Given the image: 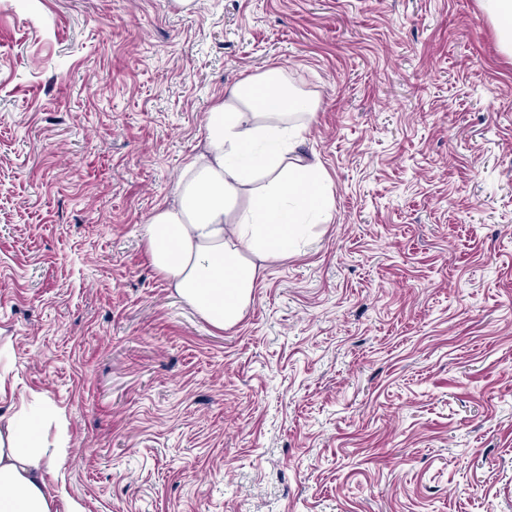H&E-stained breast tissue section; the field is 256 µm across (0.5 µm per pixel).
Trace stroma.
Instances as JSON below:
<instances>
[{"mask_svg": "<svg viewBox=\"0 0 512 512\" xmlns=\"http://www.w3.org/2000/svg\"><path fill=\"white\" fill-rule=\"evenodd\" d=\"M276 64L331 218L219 330L142 227ZM0 355L84 512H512V55L481 0H0Z\"/></svg>", "mask_w": 512, "mask_h": 512, "instance_id": "35a3bbf8", "label": "stroma"}]
</instances>
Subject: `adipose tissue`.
Returning <instances> with one entry per match:
<instances>
[{
  "label": "adipose tissue",
  "instance_id": "1",
  "mask_svg": "<svg viewBox=\"0 0 512 512\" xmlns=\"http://www.w3.org/2000/svg\"><path fill=\"white\" fill-rule=\"evenodd\" d=\"M314 108L277 66L226 90L205 114L173 201L143 226L154 268L214 328L239 322L262 263L300 252L310 223L330 215V187L320 164L299 155L306 127L292 120ZM45 428L26 406L0 413V512H83L47 490L58 450Z\"/></svg>",
  "mask_w": 512,
  "mask_h": 512
}]
</instances>
